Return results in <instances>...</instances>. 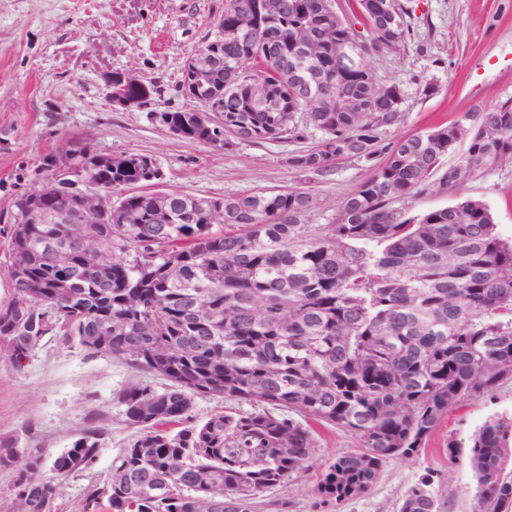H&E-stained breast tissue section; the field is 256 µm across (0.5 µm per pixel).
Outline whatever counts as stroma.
<instances>
[{
  "mask_svg": "<svg viewBox=\"0 0 512 512\" xmlns=\"http://www.w3.org/2000/svg\"><path fill=\"white\" fill-rule=\"evenodd\" d=\"M402 4L404 41L367 58L377 83L401 93V118L377 130L379 146L512 101V0ZM223 13L224 0H0V252L14 199L38 186L44 157L72 141L113 155L150 156L165 188L199 197L303 187L316 199L308 223L335 222L381 156L342 158L327 173H302L288 158L320 140L316 129L299 141L219 148L172 136L150 119L153 110L189 107L184 61L215 36ZM114 72L160 92L144 107L113 104L106 77ZM459 195L483 201L500 237L512 241V163L475 172L458 195L432 193L411 206L443 208ZM138 377L121 359L92 356L55 337L40 342L23 368L0 361V447L10 452L0 463V512H10L16 479L34 456L51 459L91 429L102 432L95 459L66 478L53 509L83 512L89 493H106L115 459L138 434L113 399ZM496 415H512V382L450 409L418 459L390 460L367 494L337 505L322 503L315 491L320 464L358 441L341 428H321L318 465L266 493L260 512H398L408 489L431 471L443 512H472V475L466 463L449 464L447 444L467 446L475 428Z\"/></svg>",
  "mask_w": 512,
  "mask_h": 512,
  "instance_id": "35a3bbf8",
  "label": "stroma"
}]
</instances>
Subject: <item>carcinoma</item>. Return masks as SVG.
<instances>
[{
	"instance_id": "carcinoma-1",
	"label": "carcinoma",
	"mask_w": 512,
	"mask_h": 512,
	"mask_svg": "<svg viewBox=\"0 0 512 512\" xmlns=\"http://www.w3.org/2000/svg\"><path fill=\"white\" fill-rule=\"evenodd\" d=\"M370 26L360 39L336 14L334 0H225L218 34L195 52L214 58L211 84L198 92L183 83L189 109L163 111L185 138L219 147L234 140L298 141L312 126L313 146L289 158L304 173H321L343 157L377 153L382 163L346 198L333 224H308L312 193L304 188L213 199L164 189L147 191L153 158L129 154L115 165L85 144L44 159V170L67 164L112 196L98 225L97 246L108 267L75 239V225L39 219L75 214L78 201L20 195L9 227L4 264L17 268L10 298L0 304V340L20 353L13 367L48 336L89 355L107 354L166 380L148 379L116 393L115 405L139 435L113 464L112 512H258L269 490L299 477L319 447L314 424L354 434L359 448L336 454L321 471L316 493L340 504L369 491L392 458L416 459L448 410L491 395L512 382V243L501 239L486 204L460 199L414 211L410 200L433 184L453 190L448 155L468 128L462 158L487 169L512 161V104L466 113L447 126L379 147L375 131L396 124L400 100L375 103L367 56L403 41L406 11L399 0H358ZM260 37L239 32L242 11ZM296 28L317 41L309 68L333 82L331 106L310 112L297 95L306 69ZM355 45V63L336 65L330 36ZM268 86L271 103L252 100L250 84ZM134 106L158 93L137 79L120 89ZM361 100L355 116L342 98ZM425 165L415 168L410 147ZM224 222L210 221L212 207ZM137 209L140 224H123ZM70 250L57 271L52 246ZM196 396L244 402L200 423L189 419ZM100 447L84 432L55 456L51 476L41 456L15 483L13 512H42L61 481L90 464ZM448 460L473 473V512H512V417H491L468 448L450 439ZM433 475L405 494L399 512H442Z\"/></svg>"
}]
</instances>
